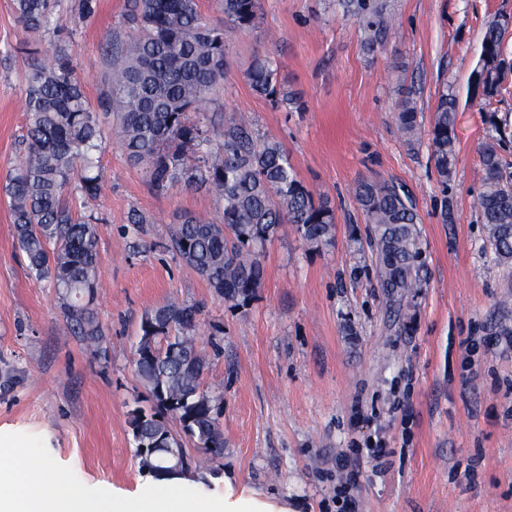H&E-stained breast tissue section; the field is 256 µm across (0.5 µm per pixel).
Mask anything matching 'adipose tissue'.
I'll list each match as a JSON object with an SVG mask.
<instances>
[{
  "label": "adipose tissue",
  "instance_id": "1",
  "mask_svg": "<svg viewBox=\"0 0 512 512\" xmlns=\"http://www.w3.org/2000/svg\"><path fill=\"white\" fill-rule=\"evenodd\" d=\"M38 472V482H26L22 471L0 459V512H276L245 493L216 501L180 484L169 485L161 495L139 491L93 497L54 465L41 464Z\"/></svg>",
  "mask_w": 512,
  "mask_h": 512
}]
</instances>
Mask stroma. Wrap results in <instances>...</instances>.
Returning <instances> with one entry per match:
<instances>
[{
	"mask_svg": "<svg viewBox=\"0 0 512 512\" xmlns=\"http://www.w3.org/2000/svg\"><path fill=\"white\" fill-rule=\"evenodd\" d=\"M61 0L65 34L24 38L13 0H0V188L23 150L19 100L35 64L59 47L77 63L90 100L108 91L104 48L125 37L126 0H99L83 19ZM512 0H389L381 46L365 50L359 20L339 0H260L254 27L226 44L224 80L206 114H225L279 141L314 196L336 214L332 245L307 250L285 226L264 252V281L247 302L228 301L170 247L183 212L216 213L205 190L152 191L103 117L102 190L66 197L97 219L102 286L97 314L107 360L64 332L56 290L30 273L0 192V427L25 445L18 463L50 461L88 489L133 492L156 480L134 454L127 414L150 398L133 364L141 319L174 300L199 307L196 346L204 390L223 397L224 455L191 490L245 492L283 512H338L336 457L358 452L350 495L358 512H512V266L499 264L480 220L479 149L493 120L512 124V75L485 99L473 83L482 38ZM277 61L278 80L302 109L273 104L246 78L255 57ZM459 99L457 162L440 186L427 145L410 144L395 119L411 98L430 122L441 91ZM384 177L414 193L427 280L410 297L403 331L377 285L358 182ZM453 207L443 223L442 200ZM147 221L134 224L132 213ZM386 449L382 468L369 449Z\"/></svg>",
	"mask_w": 512,
	"mask_h": 512,
	"instance_id": "stroma-1",
	"label": "stroma"
}]
</instances>
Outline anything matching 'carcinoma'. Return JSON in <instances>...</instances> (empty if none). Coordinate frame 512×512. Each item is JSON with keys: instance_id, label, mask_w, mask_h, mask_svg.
<instances>
[{"instance_id": "obj_1", "label": "carcinoma", "mask_w": 512, "mask_h": 512, "mask_svg": "<svg viewBox=\"0 0 512 512\" xmlns=\"http://www.w3.org/2000/svg\"><path fill=\"white\" fill-rule=\"evenodd\" d=\"M56 0H14L25 38L33 49L62 19ZM227 26L204 20L198 0H128L127 40L105 50L109 92L92 103L77 76L71 55L58 51L31 71L20 107L27 117L24 155L9 172L4 192L27 268L50 278L57 290L68 333L91 354L106 358V328L95 300L101 287L95 246L97 219L78 216L63 191L70 185L85 197L100 191L96 153L104 132L101 115H113L127 157L144 167L153 190L168 193L182 185L204 188L219 202L215 217L184 214L173 227L171 247L227 300L247 299L264 279L265 245L284 224L294 227L310 250L335 238V213L316 200L298 178L280 142L261 138L230 118L209 129L202 106L224 79L225 46L233 32L251 28L259 0H221ZM348 12L363 19L364 44L382 43L387 29L384 6L373 0H344ZM512 20L487 23L481 58L482 78L474 81L487 98L497 95L512 74L504 35ZM277 64L257 58L249 83L274 104L295 97L277 84ZM458 99L438 97L428 133L430 159L438 181L448 187L456 165L455 119ZM401 130L413 137L420 129L412 99L398 103ZM498 137L481 150L483 191L478 207L488 242L500 263L512 264V176L499 153L512 131L496 124ZM355 199L368 224L378 285L388 302L399 304L426 283L419 215L409 187L392 179L363 181ZM199 308L170 302L145 313L134 351V364L149 388L153 407L136 406L128 424L142 471L158 480L203 475L224 455L219 416L222 398L201 388L205 360L196 348ZM200 450L187 459L165 415Z\"/></svg>"}]
</instances>
